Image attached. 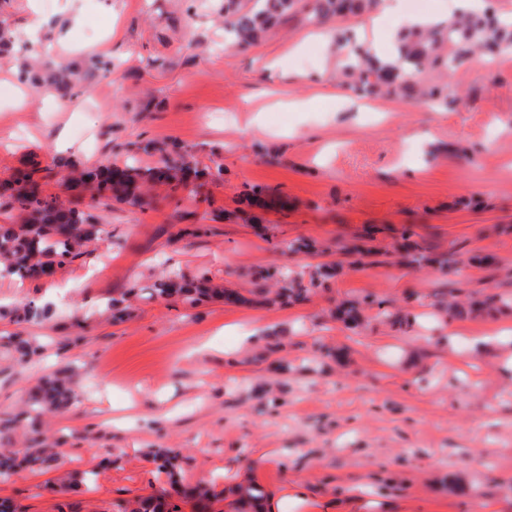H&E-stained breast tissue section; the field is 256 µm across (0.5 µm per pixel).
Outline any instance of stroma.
<instances>
[{"instance_id":"1","label":"stroma","mask_w":512,"mask_h":512,"mask_svg":"<svg viewBox=\"0 0 512 512\" xmlns=\"http://www.w3.org/2000/svg\"><path fill=\"white\" fill-rule=\"evenodd\" d=\"M224 0H5L0 22L28 45L29 27L64 62L112 61L111 79L60 98L19 81L0 64V123L20 120L0 144V178L37 159L61 190L58 158L123 164L119 144L177 143L224 174L203 197L147 210H97L101 240L43 280L0 279V305L51 303L25 324L41 359L0 349V415L18 412L43 376L79 368L70 411L47 417L63 454L56 468L0 481V500L20 512H118L160 490L165 478L145 451L181 449L188 483L214 480V512H237L234 489L255 483L275 512H512V310L467 319L433 316L447 277L394 266L403 237L463 254V292L512 293V61L476 56L449 72L464 108L433 110L392 97L361 98L337 84L329 25L291 20L241 52L225 47ZM194 28L186 30L187 8ZM376 55H389L393 17L340 19ZM270 150L281 157L262 158ZM277 190L284 210L264 213L266 232L245 222L252 187ZM190 224L208 234L178 239ZM325 248L340 272L297 305L257 304L254 272L301 271L311 258L283 255L295 238ZM239 292L189 308L139 301L112 322L107 305L145 287L164 265ZM372 297L419 314L404 331L364 309L352 332L329 312ZM84 316L85 328L72 319ZM288 330L281 354L252 361V330ZM494 338L472 352L470 338ZM288 360L291 369L278 368ZM89 470L90 490H59L60 477Z\"/></svg>"}]
</instances>
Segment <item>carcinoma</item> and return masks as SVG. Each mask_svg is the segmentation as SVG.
I'll use <instances>...</instances> for the list:
<instances>
[{
  "mask_svg": "<svg viewBox=\"0 0 512 512\" xmlns=\"http://www.w3.org/2000/svg\"><path fill=\"white\" fill-rule=\"evenodd\" d=\"M378 0H255L248 8L242 0H224V21L231 34V43L239 49H248L274 31L289 17L303 14L309 21L324 24L347 15L372 11ZM340 71L349 88L358 96L389 95L408 102H423L435 109H448L458 99L448 94L445 83H428V70L453 71L476 51L490 52L512 48V18L486 8L480 14L453 17L445 22L404 28L398 33L395 55L380 58L359 43L355 35L338 29L333 36ZM112 61L103 59L86 69L63 63L25 58L20 64L18 78L40 87L47 85L62 98L73 95L80 84L89 83L90 77L111 71ZM160 155L154 166H141L134 162L118 165L87 167L81 161L68 157L57 164L66 171L63 191L67 199L44 193L41 169L32 162L16 170L0 182V211L17 212L15 220L0 224V264L9 273L21 279L51 277L57 268L73 263L83 254L82 248L99 238L103 229L95 221L92 211L107 200L138 209L151 208L156 197L151 191L166 188L167 197L183 193L197 196L207 181L218 180L223 167L202 166L191 151L165 144L143 147L144 152ZM402 263L410 268L423 264L436 266L448 276V285L466 263L462 254L450 250L433 257L426 255L417 245H409L402 254ZM334 275L332 264L315 266L309 281L299 276L284 280V285L272 292L266 288L270 274L259 277L254 293L261 296L274 294L273 300L302 301L323 287ZM139 296L150 301L180 302L190 308L205 298H223L241 301L243 297L222 288H210L207 279H189L172 270L139 294L131 289L126 296L112 300V318L131 317V298ZM508 297L484 292L481 298L445 308L450 317L463 318L480 311L496 312L511 303ZM46 308L30 301L14 308L1 309L0 318L11 321L42 317ZM335 317L351 328L362 324L361 306L336 308ZM0 344L23 357L40 354V347L20 334L0 336ZM79 389V380L73 372L42 381L34 390L26 409L19 414L0 417V436L10 433L18 424L27 423L37 436L29 439L23 448H0V479L10 478L17 468L26 467L44 472L59 459L56 448L38 434L37 425L47 412H60L71 406ZM183 455L179 448H161L152 453L157 469L165 473L168 487L158 493L141 497L132 504L120 506L118 512H179L178 503L191 505L193 512H207L218 495L202 482L185 483L178 478Z\"/></svg>",
  "mask_w": 512,
  "mask_h": 512,
  "instance_id": "obj_1",
  "label": "carcinoma"
}]
</instances>
